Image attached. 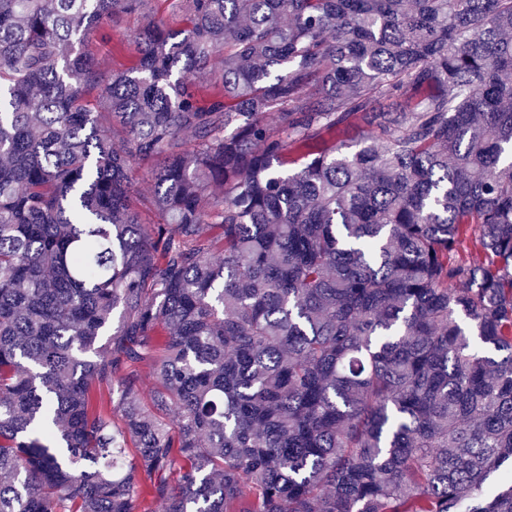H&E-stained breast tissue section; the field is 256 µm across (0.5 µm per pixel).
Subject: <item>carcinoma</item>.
Segmentation results:
<instances>
[{
    "instance_id": "carcinoma-1",
    "label": "carcinoma",
    "mask_w": 512,
    "mask_h": 512,
    "mask_svg": "<svg viewBox=\"0 0 512 512\" xmlns=\"http://www.w3.org/2000/svg\"><path fill=\"white\" fill-rule=\"evenodd\" d=\"M148 2L0 0V512H512V0ZM139 23L137 14L124 15L93 36L90 47L94 51L102 71L109 72L119 68L121 64H127L130 59L128 52L112 55V43L116 42L123 34H129L137 29Z\"/></svg>"
}]
</instances>
